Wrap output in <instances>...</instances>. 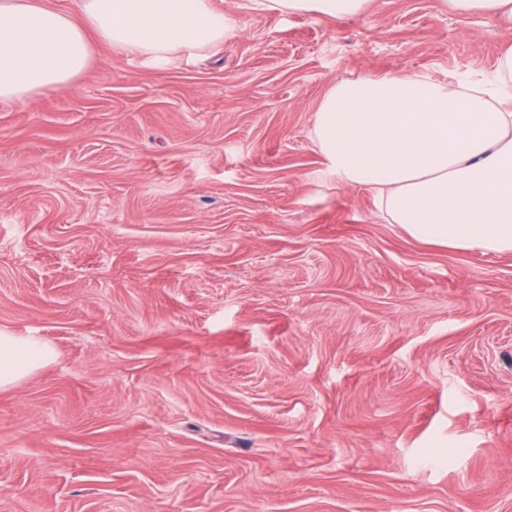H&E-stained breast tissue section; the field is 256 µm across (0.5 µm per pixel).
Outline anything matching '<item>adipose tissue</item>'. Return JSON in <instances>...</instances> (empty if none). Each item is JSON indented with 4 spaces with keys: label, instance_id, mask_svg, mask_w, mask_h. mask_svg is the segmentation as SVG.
Segmentation results:
<instances>
[{
    "label": "adipose tissue",
    "instance_id": "1",
    "mask_svg": "<svg viewBox=\"0 0 512 512\" xmlns=\"http://www.w3.org/2000/svg\"><path fill=\"white\" fill-rule=\"evenodd\" d=\"M367 0H250V9L340 19ZM211 0H0V103L74 84L93 44L156 61L232 40ZM313 142L327 174L369 187L385 219L442 247L512 254V46L491 76L365 74L338 83L316 114ZM36 336L0 331V390L50 364Z\"/></svg>",
    "mask_w": 512,
    "mask_h": 512
}]
</instances>
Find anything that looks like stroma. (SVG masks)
Instances as JSON below:
<instances>
[{
    "label": "stroma",
    "mask_w": 512,
    "mask_h": 512,
    "mask_svg": "<svg viewBox=\"0 0 512 512\" xmlns=\"http://www.w3.org/2000/svg\"><path fill=\"white\" fill-rule=\"evenodd\" d=\"M212 6L229 43L0 104V330L56 351L0 390V512H512V254L312 143L336 82L492 71L512 22Z\"/></svg>",
    "instance_id": "obj_1"
}]
</instances>
